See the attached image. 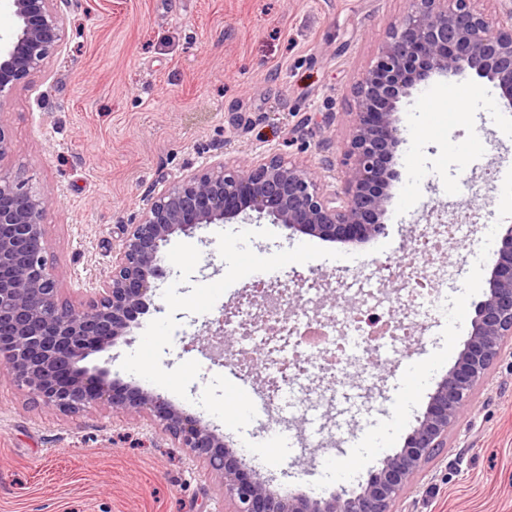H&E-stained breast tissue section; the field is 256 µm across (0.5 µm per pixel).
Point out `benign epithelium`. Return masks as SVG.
Here are the masks:
<instances>
[{
	"label": "benign epithelium",
	"mask_w": 512,
	"mask_h": 512,
	"mask_svg": "<svg viewBox=\"0 0 512 512\" xmlns=\"http://www.w3.org/2000/svg\"><path fill=\"white\" fill-rule=\"evenodd\" d=\"M475 0H407L402 25L354 87L355 111L343 143L339 190L324 188L305 165L272 155L242 162L218 158L152 193L138 219L121 225L112 270L87 303L58 298L59 275L47 265L41 218L51 199L0 166V362L37 402L76 413L102 400L115 414L146 417L180 448L218 474L228 512H392L391 505L425 460L446 447L472 390L512 337V225L491 258L486 299L470 321L469 338L437 385L401 451L359 485L327 499L280 494L259 472L245 470L217 433L154 389L117 385L108 366L87 357L125 339L150 311L163 277L162 248L204 224L246 211L326 241L369 239L382 230L390 166L403 142L397 103L434 74L469 68L512 105V0H497L495 19ZM15 28L0 34V162L10 142L3 114L18 84L42 71L66 38L58 0H9Z\"/></svg>",
	"instance_id": "benign-epithelium-1"
}]
</instances>
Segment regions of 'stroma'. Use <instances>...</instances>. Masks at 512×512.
<instances>
[{"instance_id": "stroma-1", "label": "stroma", "mask_w": 512, "mask_h": 512, "mask_svg": "<svg viewBox=\"0 0 512 512\" xmlns=\"http://www.w3.org/2000/svg\"><path fill=\"white\" fill-rule=\"evenodd\" d=\"M406 0H69L66 39L45 69L19 84L4 117L10 151L0 164L51 198L42 223L46 258L62 299L90 298L112 269L120 222L134 219L149 191L217 156L278 154L337 187L355 108L353 88L401 25ZM429 111L403 100L405 131L387 190L384 231L362 243L289 235L264 218L212 224L164 247L167 276L156 309L127 342L91 354L125 383L161 392L214 426L273 490L328 496L366 482L400 451L431 394L469 337L485 298L487 264L512 216V109L467 69L427 86ZM471 107L448 114L449 93ZM471 204L472 246H442L431 269L449 270L448 314L416 326L402 343L404 365L372 375L358 363L336 386L315 377L262 413L240 403L226 379L263 388L261 370L241 367L252 341L224 340L223 356L201 349L222 308L252 287L234 280L246 263H280L323 282L311 315L360 301L343 283L372 262L408 256L431 215ZM427 376L409 400L398 389L412 368ZM316 425H309V416ZM298 439L294 453L261 459L273 430ZM353 457L350 473L339 461ZM220 479L145 418L94 404L64 414L33 402L0 365V512H225ZM393 512H512V338Z\"/></svg>"}]
</instances>
